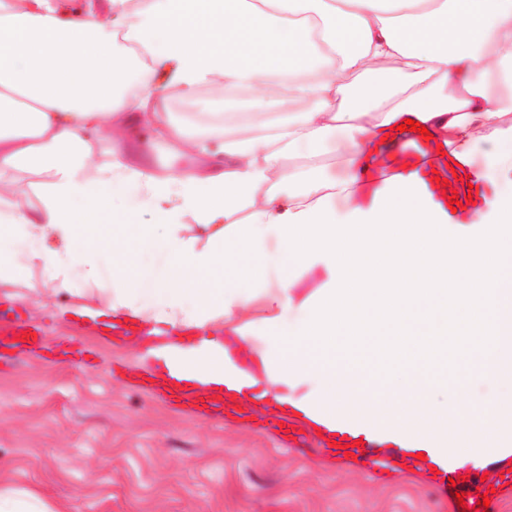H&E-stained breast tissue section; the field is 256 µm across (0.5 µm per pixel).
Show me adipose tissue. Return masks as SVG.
I'll return each mask as SVG.
<instances>
[{
    "mask_svg": "<svg viewBox=\"0 0 512 512\" xmlns=\"http://www.w3.org/2000/svg\"><path fill=\"white\" fill-rule=\"evenodd\" d=\"M269 85L306 108L265 133L254 112L210 113L199 133L168 110L171 88ZM409 116L457 164L483 149V179L512 169V0H0V288L62 289L81 269L79 313L99 295L115 321L168 335L157 354L187 358L215 398L224 348L186 340L220 324L256 348V407L314 402L479 462L512 429V183L492 236L449 235L416 161L384 153ZM98 141L112 145L100 167ZM16 172L37 175L40 207L14 192ZM318 265L325 283L295 297ZM379 363L419 375L407 409L361 396ZM0 512L67 508L0 480Z\"/></svg>",
    "mask_w": 512,
    "mask_h": 512,
    "instance_id": "obj_1",
    "label": "adipose tissue"
}]
</instances>
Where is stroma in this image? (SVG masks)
I'll use <instances>...</instances> for the list:
<instances>
[{
	"label": "stroma",
	"mask_w": 512,
	"mask_h": 512,
	"mask_svg": "<svg viewBox=\"0 0 512 512\" xmlns=\"http://www.w3.org/2000/svg\"><path fill=\"white\" fill-rule=\"evenodd\" d=\"M223 100L205 87L170 93L176 120L202 126ZM70 290L28 292L0 306L39 325L48 343L73 337L92 362L34 353L0 365V477L66 503L68 512H475L415 471L393 480L287 446L265 419L164 401L140 373L145 347L112 337L108 318L76 314Z\"/></svg>",
	"instance_id": "stroma-1"
}]
</instances>
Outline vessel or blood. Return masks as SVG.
<instances>
[{
	"instance_id": "b4317fda",
	"label": "vessel or blood",
	"mask_w": 512,
	"mask_h": 512,
	"mask_svg": "<svg viewBox=\"0 0 512 512\" xmlns=\"http://www.w3.org/2000/svg\"><path fill=\"white\" fill-rule=\"evenodd\" d=\"M409 150L419 159L417 170L425 186L435 202H442L443 195L437 186L438 180H446L450 189L456 190L459 198H467L468 187L455 181L445 161L428 159V147L417 133H410ZM42 333L36 332L33 324L20 315H9L0 311V357L7 351L16 349L19 352L33 350L40 345ZM149 376L160 382L161 389L167 396L179 399L185 404L199 403L205 392L199 383L191 378L180 366L170 362H153L149 367ZM366 390L376 398H389L395 393L394 378L385 368L370 370L366 376ZM270 417L282 423L290 436L297 442L315 441L317 447L326 449L331 443H338L337 458H344V445H353V453L358 463H379L381 468L395 474L402 468L428 470V462L419 460L414 450L405 439L395 435L385 423L379 422L369 428L361 427L351 421L335 420L327 417L320 406L311 404L299 411H283L273 409ZM458 454L454 445H447L440 453L441 460L437 464V481L454 480L457 490L464 492H480L488 494L490 502L496 503L512 500V473L506 465L512 461V432L505 434L494 455L495 463L486 466L484 473L464 472L458 467L455 459Z\"/></svg>"
}]
</instances>
